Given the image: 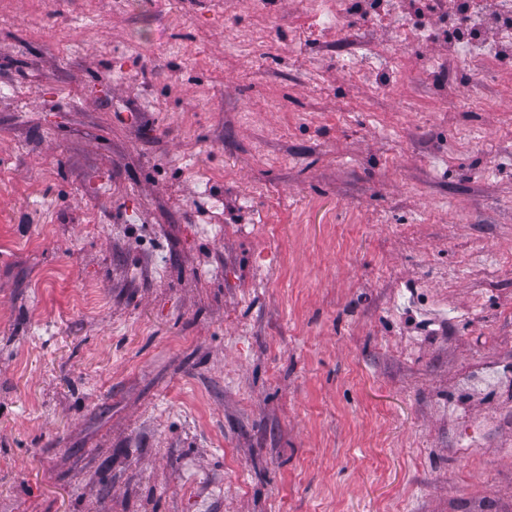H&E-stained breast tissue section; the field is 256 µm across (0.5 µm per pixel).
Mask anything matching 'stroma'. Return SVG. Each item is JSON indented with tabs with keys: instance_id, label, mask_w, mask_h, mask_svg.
Returning a JSON list of instances; mask_svg holds the SVG:
<instances>
[{
	"instance_id": "obj_1",
	"label": "stroma",
	"mask_w": 512,
	"mask_h": 512,
	"mask_svg": "<svg viewBox=\"0 0 512 512\" xmlns=\"http://www.w3.org/2000/svg\"><path fill=\"white\" fill-rule=\"evenodd\" d=\"M232 2L0 0V512H512V68ZM374 0H320L319 11L323 23L327 26L336 28V34L342 36L336 38V43L332 44L326 50V56L336 61L345 73L352 71L351 64L355 61L363 60L370 56L381 58L392 69V71L400 76L407 75V53L408 47L412 43L422 41L427 30L424 17H415L413 19V27L403 24L404 37L397 43L375 45L353 37H347L348 23L352 15L353 5L356 3L370 4Z\"/></svg>"
}]
</instances>
